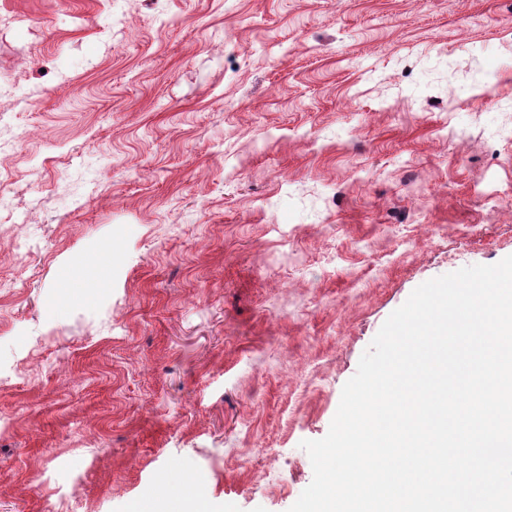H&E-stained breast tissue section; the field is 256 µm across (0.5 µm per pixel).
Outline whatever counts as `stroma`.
<instances>
[{"label": "stroma", "mask_w": 512, "mask_h": 512, "mask_svg": "<svg viewBox=\"0 0 512 512\" xmlns=\"http://www.w3.org/2000/svg\"><path fill=\"white\" fill-rule=\"evenodd\" d=\"M16 132L0 512L185 475L288 512L388 316L512 255V0H30L0 23Z\"/></svg>", "instance_id": "obj_1"}]
</instances>
